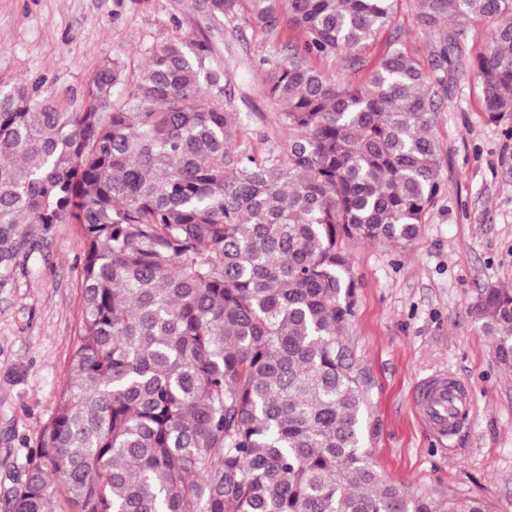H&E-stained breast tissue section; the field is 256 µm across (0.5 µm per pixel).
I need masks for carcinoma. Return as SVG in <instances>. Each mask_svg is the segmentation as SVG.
I'll return each instance as SVG.
<instances>
[{"label":"carcinoma","mask_w":512,"mask_h":512,"mask_svg":"<svg viewBox=\"0 0 512 512\" xmlns=\"http://www.w3.org/2000/svg\"><path fill=\"white\" fill-rule=\"evenodd\" d=\"M395 0H207L215 19L299 34L264 88L282 153L232 151L204 41L168 40L138 78L119 59L63 112L0 88V288L57 225L81 227L82 322L61 393L4 512H491L479 496L386 482L364 446L365 382L345 332L341 242L406 245L442 190L438 95L398 39L353 64ZM428 28L488 26L472 73L512 117V0H416ZM512 371V288L472 308Z\"/></svg>","instance_id":"obj_1"}]
</instances>
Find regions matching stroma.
<instances>
[{"label": "stroma", "instance_id": "stroma-1", "mask_svg": "<svg viewBox=\"0 0 512 512\" xmlns=\"http://www.w3.org/2000/svg\"><path fill=\"white\" fill-rule=\"evenodd\" d=\"M205 0H0V84L43 80L61 107L85 103L97 71L121 58L136 78L148 49L171 39L211 46L207 69L224 75L227 109L239 113L235 150L262 157L288 132L263 92L265 63L294 31L279 35L210 18ZM444 30L422 26L415 0H396L391 23L358 65L317 60L336 81L363 82L386 43L399 39L439 78L442 191L406 247L345 244L358 282L347 344L367 387L364 433L384 478L415 490L483 497L512 512V372L497 365L470 313L489 288L512 287V180L500 176L504 141L471 74L487 28L471 24L444 65L434 52ZM84 243L60 224L31 270L0 289V500L25 478L58 397L70 383L82 312ZM444 373L464 382L473 405L457 433L438 439L413 404L418 383Z\"/></svg>", "mask_w": 512, "mask_h": 512}]
</instances>
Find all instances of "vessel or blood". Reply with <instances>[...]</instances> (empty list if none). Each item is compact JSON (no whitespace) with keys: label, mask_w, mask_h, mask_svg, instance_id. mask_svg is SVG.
<instances>
[{"label":"vessel or blood","mask_w":512,"mask_h":512,"mask_svg":"<svg viewBox=\"0 0 512 512\" xmlns=\"http://www.w3.org/2000/svg\"><path fill=\"white\" fill-rule=\"evenodd\" d=\"M471 402L467 386L461 381H448L435 376L417 388L416 403L421 416L433 431L442 437L453 436L460 416L465 415Z\"/></svg>","instance_id":"vessel-or-blood-1"}]
</instances>
